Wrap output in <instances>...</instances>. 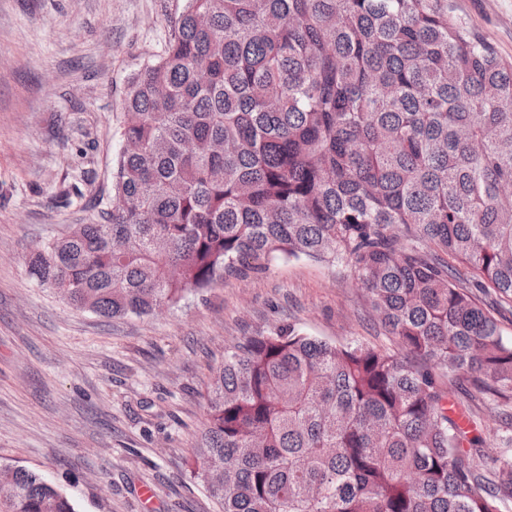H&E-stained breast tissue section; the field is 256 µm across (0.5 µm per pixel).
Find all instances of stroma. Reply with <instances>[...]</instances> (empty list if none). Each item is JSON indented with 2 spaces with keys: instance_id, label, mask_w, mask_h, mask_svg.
I'll return each mask as SVG.
<instances>
[{
  "instance_id": "1",
  "label": "stroma",
  "mask_w": 512,
  "mask_h": 512,
  "mask_svg": "<svg viewBox=\"0 0 512 512\" xmlns=\"http://www.w3.org/2000/svg\"><path fill=\"white\" fill-rule=\"evenodd\" d=\"M450 2L512 62V0ZM185 4L0 0V464L42 472L78 512H220L192 449L210 370L242 337L291 324L401 351L344 263L281 258L108 321L31 279L35 248L111 207L125 90Z\"/></svg>"
}]
</instances>
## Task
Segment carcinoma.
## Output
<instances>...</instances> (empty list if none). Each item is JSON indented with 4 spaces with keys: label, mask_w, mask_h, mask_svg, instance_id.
<instances>
[{
    "label": "carcinoma",
    "mask_w": 512,
    "mask_h": 512,
    "mask_svg": "<svg viewBox=\"0 0 512 512\" xmlns=\"http://www.w3.org/2000/svg\"><path fill=\"white\" fill-rule=\"evenodd\" d=\"M112 209L28 261L105 319L280 257L347 263L408 355L512 421V64L448 0H187L129 82ZM432 373L283 326L210 370L195 476L221 512H503L493 456ZM213 467L224 482L213 484ZM0 512H76L0 466Z\"/></svg>",
    "instance_id": "obj_1"
}]
</instances>
